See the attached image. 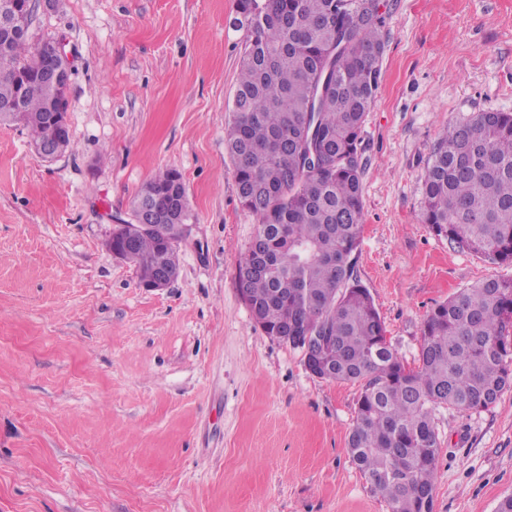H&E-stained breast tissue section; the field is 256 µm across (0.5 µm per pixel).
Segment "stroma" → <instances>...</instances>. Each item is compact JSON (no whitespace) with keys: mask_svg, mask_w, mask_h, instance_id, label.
<instances>
[{"mask_svg":"<svg viewBox=\"0 0 512 512\" xmlns=\"http://www.w3.org/2000/svg\"><path fill=\"white\" fill-rule=\"evenodd\" d=\"M364 125L355 273L416 366L436 304L512 264L420 221L449 120L512 112V0H387ZM235 0H57L32 38L62 41L71 146L46 161L0 124V512H390L347 452L361 384L307 370L236 289L259 220L238 200L224 129L248 41ZM191 210L178 275L143 288L105 241L158 172ZM432 512L512 495V389L433 412Z\"/></svg>","mask_w":512,"mask_h":512,"instance_id":"35a3bbf8","label":"stroma"}]
</instances>
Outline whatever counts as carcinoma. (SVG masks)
<instances>
[{
	"label": "carcinoma",
	"mask_w": 512,
	"mask_h": 512,
	"mask_svg": "<svg viewBox=\"0 0 512 512\" xmlns=\"http://www.w3.org/2000/svg\"><path fill=\"white\" fill-rule=\"evenodd\" d=\"M383 0H236L245 50L225 128L240 204L260 222L266 271L251 248L238 281L268 336L304 349L325 337V380L361 382L347 451L391 512H432L440 440L432 412L485 408L512 387V279H490L436 305L421 330L419 363H404L369 290L354 275L363 227V126L386 48ZM30 36L0 33V106L22 98L33 142L66 94L42 80ZM320 165L308 162L311 149ZM421 222L459 249L512 264V113L450 120L422 185ZM180 224L190 218L182 176L166 170L147 198ZM143 272L178 267L177 246L141 236L129 256Z\"/></svg>",
	"instance_id": "cac0c4a2"
}]
</instances>
